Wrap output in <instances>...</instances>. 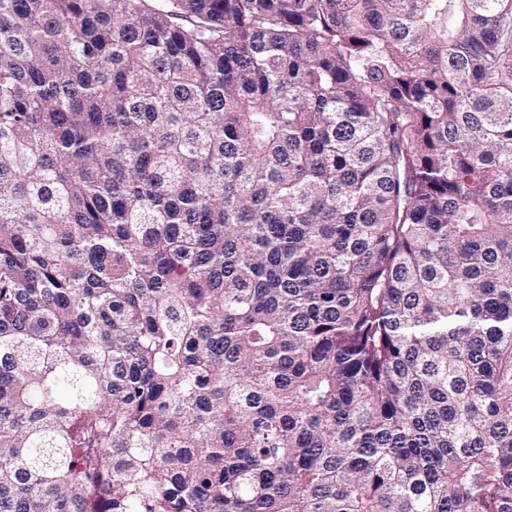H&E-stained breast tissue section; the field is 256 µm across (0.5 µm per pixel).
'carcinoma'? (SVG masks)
I'll return each mask as SVG.
<instances>
[{"label":"carcinoma","mask_w":512,"mask_h":512,"mask_svg":"<svg viewBox=\"0 0 512 512\" xmlns=\"http://www.w3.org/2000/svg\"><path fill=\"white\" fill-rule=\"evenodd\" d=\"M0 512H512V0H0Z\"/></svg>","instance_id":"obj_1"}]
</instances>
